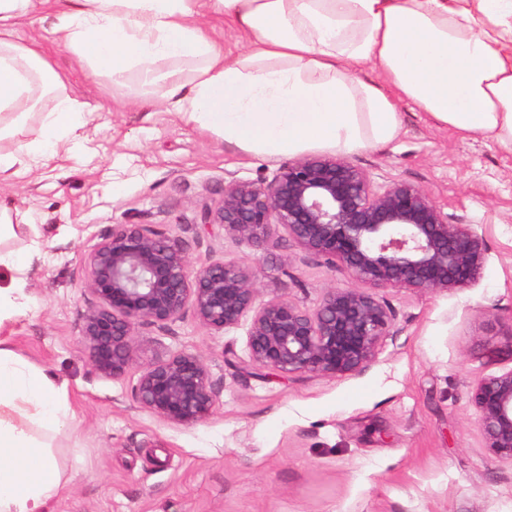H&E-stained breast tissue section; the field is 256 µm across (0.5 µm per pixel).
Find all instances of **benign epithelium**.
Here are the masks:
<instances>
[{
	"label": "benign epithelium",
	"mask_w": 512,
	"mask_h": 512,
	"mask_svg": "<svg viewBox=\"0 0 512 512\" xmlns=\"http://www.w3.org/2000/svg\"><path fill=\"white\" fill-rule=\"evenodd\" d=\"M200 223L261 246L274 244L282 228L356 286L328 289L312 311L284 297L257 306L256 271L224 261L193 268L181 241L144 224H115L83 257L84 290L95 302L84 313L82 337L98 373L125 375L137 362L136 328L165 329L190 309L214 332L250 318L257 367L283 375L358 374L395 335L390 309L369 289L465 288L486 262L482 235L454 221L422 187L377 186L341 157L301 158L270 180L232 177L222 200L202 209ZM135 398L170 423L192 426L214 413L218 391L199 356L178 351L141 366ZM472 400L485 448L512 464V371L478 382Z\"/></svg>",
	"instance_id": "7a95c632"
}]
</instances>
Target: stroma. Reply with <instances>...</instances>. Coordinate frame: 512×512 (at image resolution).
Returning <instances> with one entry per match:
<instances>
[{"instance_id": "35a3bbf8", "label": "stroma", "mask_w": 512, "mask_h": 512, "mask_svg": "<svg viewBox=\"0 0 512 512\" xmlns=\"http://www.w3.org/2000/svg\"><path fill=\"white\" fill-rule=\"evenodd\" d=\"M68 93L93 105L86 151L59 155L0 187V205L43 243L25 271V306L0 327L24 360L64 390L73 420L51 433L71 477L52 512H512V464L484 446L472 401L482 379L512 371V157L480 136L459 138L413 106L399 138L354 155L375 184L421 186L484 238L480 279L448 292L379 288L395 317L374 363L356 375L284 376L252 365L248 322L216 333L185 312L167 328L137 329L138 361L124 376L96 372L82 341V258L116 224L181 239L192 265L224 260L257 272V302L315 308L348 275L284 240L267 248L205 231L201 210L225 180L272 178L263 160L185 122L138 90L106 97L41 25ZM176 351L200 356L218 390L214 414L171 424L135 398L138 367Z\"/></svg>"}]
</instances>
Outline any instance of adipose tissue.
Returning <instances> with one entry per match:
<instances>
[{
  "label": "adipose tissue",
  "instance_id": "1",
  "mask_svg": "<svg viewBox=\"0 0 512 512\" xmlns=\"http://www.w3.org/2000/svg\"><path fill=\"white\" fill-rule=\"evenodd\" d=\"M45 14L106 86H137L249 154L356 155L396 140L409 103L512 155V0H0V185L76 152L89 116L40 45L17 35ZM219 17L237 53L211 37ZM41 248L34 236L28 254L0 249V326ZM71 416L44 370L0 338V512H50L71 478L47 435Z\"/></svg>",
  "mask_w": 512,
  "mask_h": 512
}]
</instances>
